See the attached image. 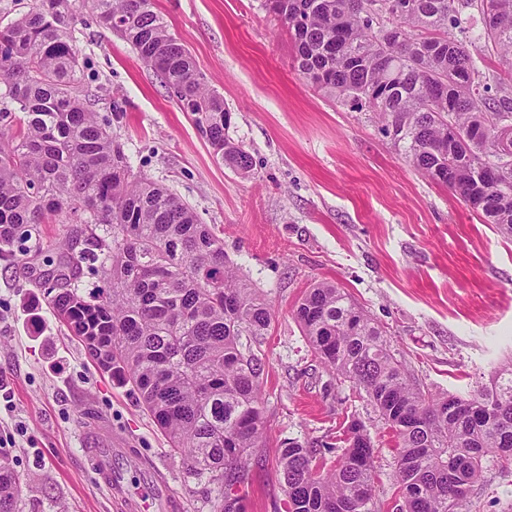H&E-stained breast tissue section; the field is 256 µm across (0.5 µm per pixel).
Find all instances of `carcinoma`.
Segmentation results:
<instances>
[{
	"instance_id": "carcinoma-1",
	"label": "carcinoma",
	"mask_w": 512,
	"mask_h": 512,
	"mask_svg": "<svg viewBox=\"0 0 512 512\" xmlns=\"http://www.w3.org/2000/svg\"><path fill=\"white\" fill-rule=\"evenodd\" d=\"M310 84L358 112L413 166L485 224L512 234V89L491 92L467 36L512 73V0H264ZM191 113L216 158L242 176L253 157L229 135L233 113L195 69L152 0H82ZM76 0H34L0 28V260L57 255L44 288L98 367L132 386L188 469L224 489L245 482L266 432L262 359L242 337L266 335L267 296L243 280L224 243L167 188L135 173L78 89ZM62 214L54 245L40 225ZM92 275L106 288L84 290ZM296 319L339 380L363 390L396 438L402 512H469L490 461L512 464V360L466 396L434 397L406 375L387 332L329 282L308 289ZM460 409L451 412L449 404ZM331 465L297 439L280 442L276 475L288 512H375L365 426L344 430ZM20 485L0 451V512Z\"/></svg>"
}]
</instances>
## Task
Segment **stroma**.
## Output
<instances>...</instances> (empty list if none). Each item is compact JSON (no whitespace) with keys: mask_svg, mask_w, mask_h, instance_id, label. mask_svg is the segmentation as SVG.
<instances>
[{"mask_svg":"<svg viewBox=\"0 0 512 512\" xmlns=\"http://www.w3.org/2000/svg\"><path fill=\"white\" fill-rule=\"evenodd\" d=\"M152 3L233 112L229 134L252 154L254 176L216 159L157 73L87 9L73 31L79 80L134 172L188 203L271 302L269 332L253 345L264 363L266 440L238 487L244 512H286L280 441L322 450L354 419L375 451L376 512H398L393 434L365 394L313 356L296 306L314 283L337 284L385 328L413 381L434 395L464 394L512 357V236L421 175L377 115L299 75L288 32L263 0ZM46 269L41 256L24 267L0 261V446L20 480V512H119L87 452L97 415L142 465L127 470L130 484L153 468L172 512H221V485L190 472L130 388L61 326L36 283ZM469 500L470 512H512V465L489 464Z\"/></svg>","mask_w":512,"mask_h":512,"instance_id":"stroma-1","label":"stroma"}]
</instances>
